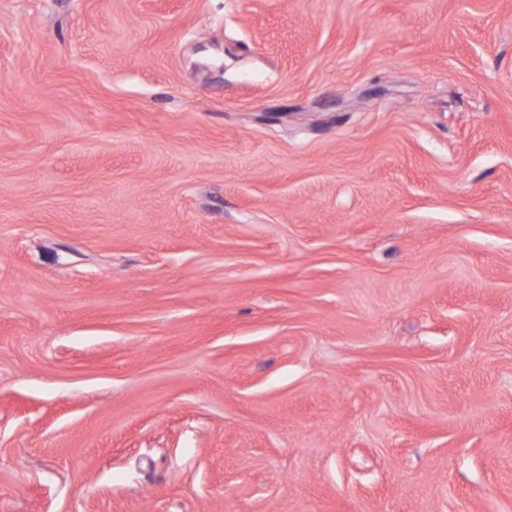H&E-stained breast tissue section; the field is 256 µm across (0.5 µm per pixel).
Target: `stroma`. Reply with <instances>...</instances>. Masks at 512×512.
Returning a JSON list of instances; mask_svg holds the SVG:
<instances>
[{
  "label": "stroma",
  "mask_w": 512,
  "mask_h": 512,
  "mask_svg": "<svg viewBox=\"0 0 512 512\" xmlns=\"http://www.w3.org/2000/svg\"><path fill=\"white\" fill-rule=\"evenodd\" d=\"M0 512H512V0H0Z\"/></svg>",
  "instance_id": "stroma-1"
}]
</instances>
